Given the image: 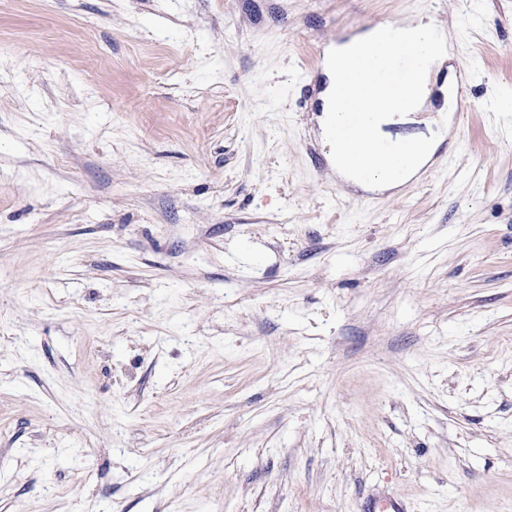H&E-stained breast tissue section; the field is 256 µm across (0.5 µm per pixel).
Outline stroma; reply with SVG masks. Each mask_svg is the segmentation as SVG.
<instances>
[{"label": "stroma", "instance_id": "stroma-1", "mask_svg": "<svg viewBox=\"0 0 512 512\" xmlns=\"http://www.w3.org/2000/svg\"><path fill=\"white\" fill-rule=\"evenodd\" d=\"M439 20L364 190L324 49ZM471 74L463 127L439 86ZM512 512V0H0V512ZM413 145L416 147V151L409 159L406 175L415 174L431 159L437 149V142L434 140L414 139L410 143L384 144L385 153L393 160L392 170L396 171L401 178L404 174L407 159L414 150ZM347 153L350 158L359 162L363 168L368 172V176L363 178L359 174V169L356 167L348 156L337 155L336 152L331 150L330 158L336 163V168L349 176L357 185L364 187H374L379 189H389L398 184L399 180L391 178L385 171L388 166V158L380 147L376 144L369 143L359 147L355 141H352L347 146ZM371 178L376 182L373 185L359 183L364 179Z\"/></svg>", "mask_w": 512, "mask_h": 512}]
</instances>
